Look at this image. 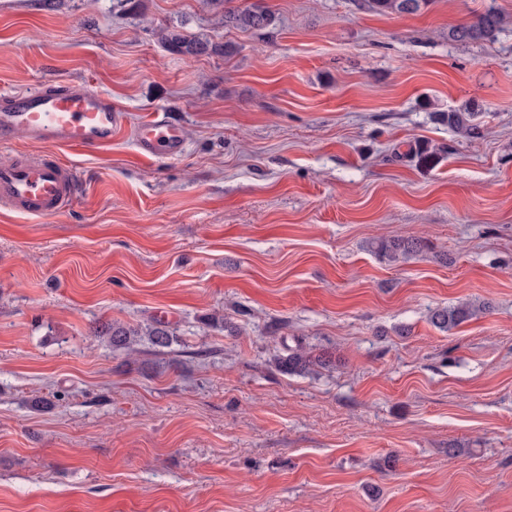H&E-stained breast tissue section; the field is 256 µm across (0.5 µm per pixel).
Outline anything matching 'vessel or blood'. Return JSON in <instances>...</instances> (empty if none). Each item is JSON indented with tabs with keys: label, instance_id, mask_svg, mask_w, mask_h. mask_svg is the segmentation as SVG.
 <instances>
[{
	"label": "vessel or blood",
	"instance_id": "1",
	"mask_svg": "<svg viewBox=\"0 0 512 512\" xmlns=\"http://www.w3.org/2000/svg\"><path fill=\"white\" fill-rule=\"evenodd\" d=\"M128 125L126 113L113 107L108 94L83 83H48L0 94L1 142L20 134L38 145L94 152L111 146L115 130ZM132 128L144 159L171 160L185 151L181 123L165 113H154ZM77 192L67 164L39 158L0 163V202L14 213L57 217Z\"/></svg>",
	"mask_w": 512,
	"mask_h": 512
}]
</instances>
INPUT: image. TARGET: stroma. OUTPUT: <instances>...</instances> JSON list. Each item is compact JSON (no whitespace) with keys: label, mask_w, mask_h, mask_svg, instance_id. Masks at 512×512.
Returning a JSON list of instances; mask_svg holds the SVG:
<instances>
[{"label":"stroma","mask_w":512,"mask_h":512,"mask_svg":"<svg viewBox=\"0 0 512 512\" xmlns=\"http://www.w3.org/2000/svg\"><path fill=\"white\" fill-rule=\"evenodd\" d=\"M256 1L269 34L209 0H0V92L80 81L186 143L0 146L79 180L58 218L0 207V512H512V0ZM490 8L494 41L449 40ZM466 105L476 137L432 118ZM395 237L428 248L391 264ZM157 320L195 357L94 335ZM298 340L330 364L275 370ZM223 6L225 26H232L252 31H264L274 26L275 13L265 6L254 5L240 8L230 5L233 0H211ZM429 0H365L363 6L384 14H415ZM159 38L165 48L171 53L183 56H198L203 54L221 53L224 56H230L235 48L231 44H214L202 38H190L176 30L160 28L158 30ZM133 137L140 157L147 160H171L183 155V127L165 112H155L133 127ZM487 306L477 300H462L448 307L436 308L431 311V324L441 331L449 332L461 323L468 321L486 311Z\"/></svg>","instance_id":"stroma-1"}]
</instances>
